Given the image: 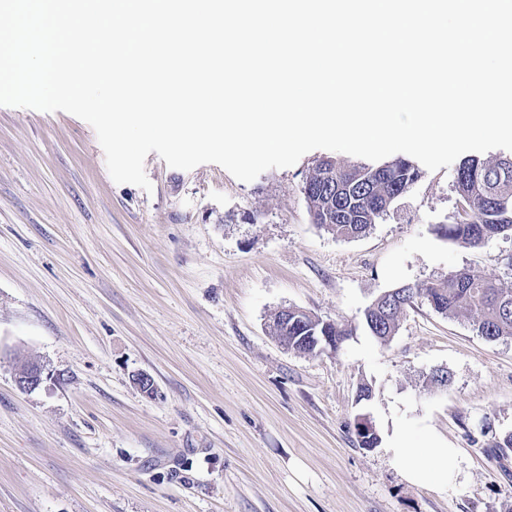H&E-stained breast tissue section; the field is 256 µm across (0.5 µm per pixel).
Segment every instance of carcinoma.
Returning a JSON list of instances; mask_svg holds the SVG:
<instances>
[{
    "instance_id": "1",
    "label": "carcinoma",
    "mask_w": 512,
    "mask_h": 512,
    "mask_svg": "<svg viewBox=\"0 0 512 512\" xmlns=\"http://www.w3.org/2000/svg\"><path fill=\"white\" fill-rule=\"evenodd\" d=\"M421 178L410 160L398 158L371 166L346 165L332 158L319 160L306 176L301 192L313 223L341 238L360 237L377 220L388 215L393 204L406 196ZM348 186L341 201L330 191L331 184ZM455 190L460 208L452 221L439 226L450 240L480 248L500 235L512 236V158L486 161L470 157L456 169ZM435 312L474 320L478 333L490 341L512 338V288L466 270L448 273L434 283L407 284L397 288L389 306L373 304L364 313L365 325L381 342L394 334L400 316L417 302ZM323 320H307L288 328V339L320 330ZM340 349L348 330L334 322L326 324Z\"/></svg>"
}]
</instances>
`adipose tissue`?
<instances>
[{"instance_id": "adipose-tissue-1", "label": "adipose tissue", "mask_w": 512, "mask_h": 512, "mask_svg": "<svg viewBox=\"0 0 512 512\" xmlns=\"http://www.w3.org/2000/svg\"><path fill=\"white\" fill-rule=\"evenodd\" d=\"M388 451L409 484H426L442 495L455 490L463 470L462 453L432 431L424 428L413 436L406 428H397Z\"/></svg>"}]
</instances>
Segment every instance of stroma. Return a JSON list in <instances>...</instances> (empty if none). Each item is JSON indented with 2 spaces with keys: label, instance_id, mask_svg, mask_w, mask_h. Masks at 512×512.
I'll return each instance as SVG.
<instances>
[{
  "label": "stroma",
  "instance_id": "1",
  "mask_svg": "<svg viewBox=\"0 0 512 512\" xmlns=\"http://www.w3.org/2000/svg\"><path fill=\"white\" fill-rule=\"evenodd\" d=\"M327 155L245 183L152 152L146 191L112 180L85 121L0 106V512H512V338L421 303L387 342L364 325L382 293L455 270L512 288V238L438 234L459 205L451 167L337 237L301 193ZM285 307L351 334L288 350ZM27 364L45 369L32 391L15 382ZM398 424L461 449L453 494L402 478Z\"/></svg>",
  "mask_w": 512,
  "mask_h": 512
}]
</instances>
